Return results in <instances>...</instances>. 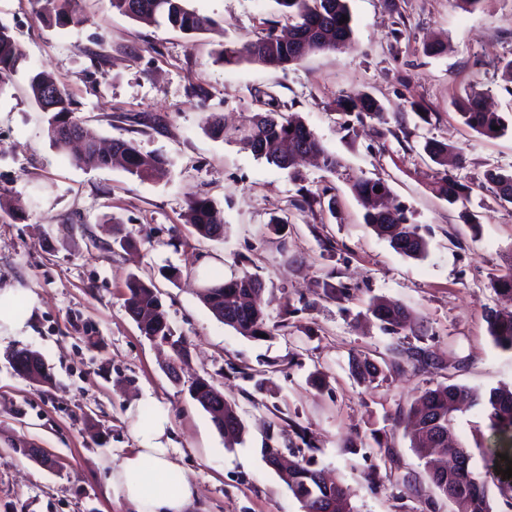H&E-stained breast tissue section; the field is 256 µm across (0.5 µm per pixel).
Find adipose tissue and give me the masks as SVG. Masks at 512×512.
Listing matches in <instances>:
<instances>
[{
  "mask_svg": "<svg viewBox=\"0 0 512 512\" xmlns=\"http://www.w3.org/2000/svg\"><path fill=\"white\" fill-rule=\"evenodd\" d=\"M138 446L112 472L110 488L126 512H189L197 498L194 482L181 477L169 482L176 464L167 446V421L158 417L137 424Z\"/></svg>",
  "mask_w": 512,
  "mask_h": 512,
  "instance_id": "obj_1",
  "label": "adipose tissue"
}]
</instances>
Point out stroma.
<instances>
[{"label": "stroma", "mask_w": 512, "mask_h": 512, "mask_svg": "<svg viewBox=\"0 0 512 512\" xmlns=\"http://www.w3.org/2000/svg\"><path fill=\"white\" fill-rule=\"evenodd\" d=\"M74 6L82 25L59 28L37 20L31 0H0V22L22 54L0 95V289L33 305L29 331L0 343V512H123L109 490L112 469L137 445L135 420L160 415L176 474L195 482L206 512H302L261 454L293 438L297 424L317 438L316 466L348 488L354 512H451L446 500L427 507L389 480L391 468H422L395 418L441 382L512 385V350L494 346L484 319L488 307L512 311V298L493 289L512 263V204L478 188L466 204H448L434 191L444 169L423 145L460 147L465 184L512 170V129L484 137L453 106L476 90L512 117L502 78L512 0H349L351 46L285 70L218 57L225 44L288 27L275 0H188L214 21L192 36L137 22L111 0ZM431 42L444 53L426 55ZM36 72L55 78L98 137L166 155L168 179L80 167L55 149L28 94ZM364 93L383 106L384 122L337 110V99ZM270 100L336 155V173L306 162L291 176L204 129L208 113L239 126ZM361 176L385 180L406 205L428 242L424 258L399 254L365 224L350 188ZM303 188L322 205L297 208ZM201 194L224 214L223 239L200 238L186 221L188 200ZM123 238L133 248H121ZM245 270L266 284L269 334L260 339L225 326L199 297L211 277ZM133 273L155 283L175 335L191 347L181 381L164 368L168 348L124 308ZM327 282L345 285L346 298H324ZM375 297L407 306L412 332L383 333L366 314ZM409 344L435 367L405 362L371 384L352 376L351 357L381 365ZM21 348L41 355L47 383L15 372L8 355ZM196 376L234 403L243 443L225 442L191 398ZM455 435L478 471L490 460L506 469L477 409L458 413ZM381 441L395 466L381 460ZM33 446L55 467L24 456Z\"/></svg>", "instance_id": "obj_1"}]
</instances>
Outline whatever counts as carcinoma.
Segmentation results:
<instances>
[{"label":"carcinoma","mask_w":512,"mask_h":512,"mask_svg":"<svg viewBox=\"0 0 512 512\" xmlns=\"http://www.w3.org/2000/svg\"><path fill=\"white\" fill-rule=\"evenodd\" d=\"M188 0H112V8L128 17L149 25L166 23L185 34H197L208 30L214 21L198 14L187 6ZM281 10L293 21L291 38L283 41L269 30L255 41L240 47L223 46L221 58L228 64L243 61L268 68L286 69L298 63L305 56L317 51H336L351 45V26L348 0H275ZM74 0H59L55 19L47 20L48 25L65 27L79 25L83 20L73 9ZM348 21L340 22L341 17ZM20 59L15 52L13 30L0 22V92L18 71ZM29 93L37 108L50 115L47 134L52 145L65 150L70 144L69 134L82 128L77 119L74 102L69 94L49 74L41 72L29 79ZM338 108L351 109L358 115L383 120L380 104L370 96L355 101L337 100ZM463 123L486 137L504 134L508 125L497 112L486 110L482 94L473 91L465 99L455 103ZM205 125L214 138L233 139L252 153L278 168L289 171L293 168L296 155L301 151L322 157L323 167L334 172L340 166L336 155L323 147L317 135L293 113L270 110L254 116L250 124L228 130L222 118L215 113L205 117ZM112 150L125 160L124 169L132 177L141 181H160L169 176V161L161 154L143 153L131 140H112ZM425 152L436 163L447 160L448 144L429 139ZM75 162L87 168H108L112 158L102 152L97 141L88 136L83 152ZM483 188L491 185L500 200L512 203V198L500 195L498 183L506 180L512 185V173L492 171L485 177ZM351 190L365 208L364 223L385 237L398 253L412 259L426 255L427 242L420 234V227L410 223L404 208L393 206V211H383L382 197L390 193L382 179L358 177L353 180ZM435 192L448 203L464 202L473 187L458 179L445 175L435 183ZM188 222L195 232L206 239L219 237L224 233V219L213 201L206 196H198L189 201ZM218 288L202 294L203 301L213 314L225 325L234 328L246 337H259L269 334L266 329L267 315L263 295L265 283L256 275L243 271L229 280L217 282ZM125 307L128 313L143 315L147 324L140 327L146 336L170 345L179 359L188 355L186 340L174 334L168 314L159 298L153 282H147L136 275L127 284ZM369 311L389 334H398L409 328V310L400 303L385 299H375ZM485 320L494 345L503 350H512V312L493 308L485 311ZM397 359L388 364L390 369H398L401 361L410 362L414 368L425 371L435 365L427 351L421 347L409 346L395 352ZM10 360L18 374L39 383L48 380L41 357L35 351L18 349L10 354ZM350 370L360 382H372L382 369L364 357L350 359ZM422 408L412 412L415 421L407 428L410 447L418 459L424 462L421 472L408 471L396 477L397 484L409 494L419 495L428 488L448 501L453 512H494L490 502L486 481L474 466L471 451L454 440L456 412L466 403L477 407L487 420V428L493 433H512V388L501 386L485 395L472 394L456 384H439L428 388L418 398ZM219 432L241 437L245 426L230 402L224 403V421L212 417ZM462 456L467 459L464 467L431 468L429 464L440 457ZM314 456L301 458L294 450L288 452V476L281 477L288 490L302 504L304 512H323L325 508L323 487L317 482L318 469L313 463Z\"/></svg>","instance_id":"carcinoma-1"}]
</instances>
